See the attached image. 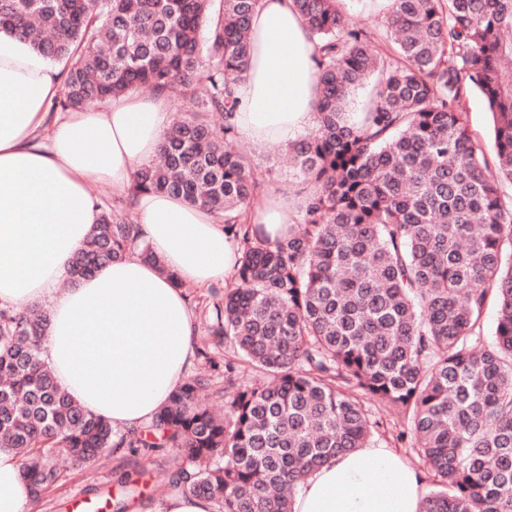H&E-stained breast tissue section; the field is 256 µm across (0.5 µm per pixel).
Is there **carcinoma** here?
<instances>
[{
  "instance_id": "cac0c4a2",
  "label": "carcinoma",
  "mask_w": 512,
  "mask_h": 512,
  "mask_svg": "<svg viewBox=\"0 0 512 512\" xmlns=\"http://www.w3.org/2000/svg\"><path fill=\"white\" fill-rule=\"evenodd\" d=\"M256 4L0 0V32L66 62L52 109L139 89L188 98L128 197L180 196L238 241L235 285L212 303L208 331L261 375L241 383L201 348L224 386L189 376L149 426L119 432L58 384L43 355L47 313L0 306V441L21 455L36 501L64 480L61 456L83 467L114 448L173 449L185 455L173 492L213 512H293L316 468L383 446L372 401L408 420L392 439L418 449L430 475L420 512H512V206L500 195L512 184V0H392L378 37L337 0H294L317 40L319 96L314 130L286 153L314 189L274 240L245 219L256 166L227 148ZM374 74L356 121L347 97ZM468 86L493 117L491 160L466 119ZM128 254L158 262L116 204L71 275Z\"/></svg>"
}]
</instances>
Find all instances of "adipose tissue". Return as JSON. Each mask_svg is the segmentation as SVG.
<instances>
[{
  "mask_svg": "<svg viewBox=\"0 0 512 512\" xmlns=\"http://www.w3.org/2000/svg\"><path fill=\"white\" fill-rule=\"evenodd\" d=\"M253 52L237 88L246 144L310 132L318 88L315 43L293 0H259ZM63 76L23 40L0 34V304H49L45 358L86 410L136 429L152 420L194 363L196 325L184 286L231 275L236 252L206 208L143 192L133 205L157 263L128 255L70 280L72 261L99 221L90 181L122 193L159 152L168 98L127 94L48 119ZM66 290H59L63 280ZM423 472L390 448H360L315 469L294 512H419ZM33 494L15 452L0 447V512H29Z\"/></svg>",
  "mask_w": 512,
  "mask_h": 512,
  "instance_id": "ef3b65f1",
  "label": "adipose tissue"
}]
</instances>
